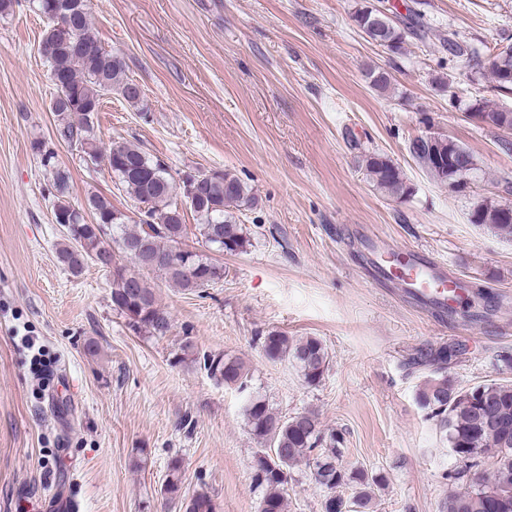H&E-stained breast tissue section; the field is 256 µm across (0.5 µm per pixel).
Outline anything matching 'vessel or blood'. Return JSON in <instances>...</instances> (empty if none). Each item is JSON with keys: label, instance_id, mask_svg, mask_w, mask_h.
Returning a JSON list of instances; mask_svg holds the SVG:
<instances>
[{"label": "vessel or blood", "instance_id": "obj_1", "mask_svg": "<svg viewBox=\"0 0 512 512\" xmlns=\"http://www.w3.org/2000/svg\"><path fill=\"white\" fill-rule=\"evenodd\" d=\"M375 264L380 278L401 287L414 298L446 310L452 283L441 265L421 251H401L390 247L379 250Z\"/></svg>", "mask_w": 512, "mask_h": 512}]
</instances>
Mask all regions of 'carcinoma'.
Returning <instances> with one entry per match:
<instances>
[{"instance_id": "carcinoma-1", "label": "carcinoma", "mask_w": 512, "mask_h": 512, "mask_svg": "<svg viewBox=\"0 0 512 512\" xmlns=\"http://www.w3.org/2000/svg\"><path fill=\"white\" fill-rule=\"evenodd\" d=\"M36 9L47 19L40 51L50 66V78L62 81L51 111L56 117L54 138L76 149L83 161L105 163L121 186L144 204L139 221L128 225V217L114 209L107 198L91 195L86 207L93 221L85 220L81 209L68 200L70 173L55 164V154L36 141L32 144L43 166L52 175L55 191L54 219H63L65 243L58 259L74 274L96 264L103 255L100 269L110 276L112 307L123 315L136 333L164 336L170 330L168 312L158 303L154 290L143 272L159 273L187 291L202 292L224 277V269L202 254L182 247L186 225L174 198L183 193L189 179L198 185L197 204L190 207L200 220L197 230L202 242L225 254H238L249 245L243 225L234 220L233 210L252 204L245 184L227 170H198L176 182L165 166L153 159L139 145L115 141L102 150L94 138V116L102 96L117 92L130 104L137 105L142 91L126 75L122 58L106 50L93 25L87 0H70L76 5L71 28H59L53 20L56 0H34ZM358 28L371 40L394 54L404 48L407 34L428 29L422 15L405 21L362 5L354 11ZM448 54L461 58L471 70H488L492 82L501 91L512 90V44L497 48L487 56L483 48L448 33L444 39ZM478 112L489 128L512 126V109L501 108L480 98L467 105ZM418 165L438 183L448 184V153L466 156L462 177L475 180L480 168L474 155L455 142L437 150L434 160L426 149L409 145ZM364 168L376 189L396 200L412 195L413 187L403 171L386 155L371 152L363 156ZM469 222L482 224L500 235L512 237V209L484 200L470 213ZM175 249L182 250L176 261H167ZM126 258L122 263L116 254ZM264 354L274 361L294 363L302 380L309 386L319 384L329 364V353L317 337L294 340L278 331L258 337ZM448 348L420 354L418 365L435 364L436 376L426 380L419 390L421 405L437 418L445 433L451 453L464 468L448 473V481L462 485L448 494L445 512H512V381H491L462 387L448 376ZM204 367L226 384L239 388L247 385L248 374L238 358L206 356ZM246 423L259 441L254 456L253 480L265 493L259 512H285L291 470L304 463L315 482L326 490L321 512H360L370 503V490L384 481L380 474H368L343 463L344 437L339 431L322 429L316 413L298 412L282 416L262 398L254 397L244 408ZM492 468L486 469V462ZM181 491V461L168 463L164 494L175 499ZM216 504L202 491L185 502V512H215Z\"/></svg>"}]
</instances>
